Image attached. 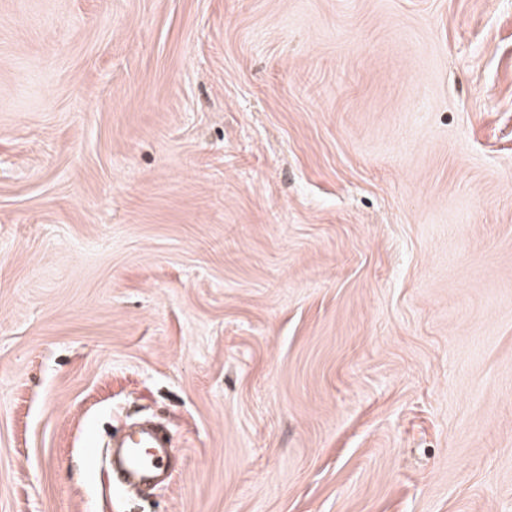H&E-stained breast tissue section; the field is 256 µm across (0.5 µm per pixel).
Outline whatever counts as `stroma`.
<instances>
[{
  "mask_svg": "<svg viewBox=\"0 0 512 512\" xmlns=\"http://www.w3.org/2000/svg\"><path fill=\"white\" fill-rule=\"evenodd\" d=\"M0 512H512V0H0ZM139 448H151L150 456L141 455ZM169 440L165 434H157L143 429L130 436V446L120 456V462L114 473L115 487L119 488L128 481L144 485L153 483L164 473L168 461Z\"/></svg>",
  "mask_w": 512,
  "mask_h": 512,
  "instance_id": "1",
  "label": "stroma"
}]
</instances>
